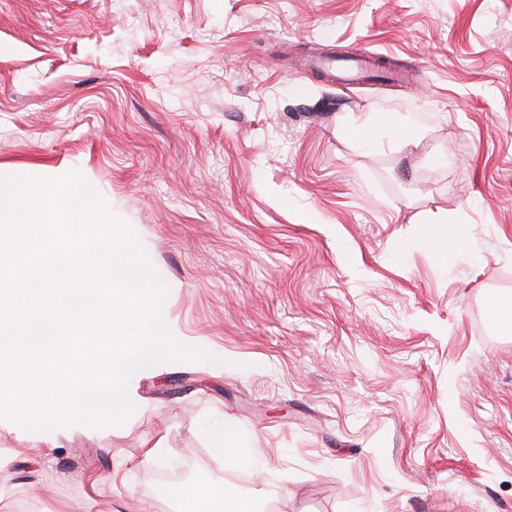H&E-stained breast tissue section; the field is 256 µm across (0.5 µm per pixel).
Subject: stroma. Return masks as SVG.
<instances>
[{
	"mask_svg": "<svg viewBox=\"0 0 512 512\" xmlns=\"http://www.w3.org/2000/svg\"><path fill=\"white\" fill-rule=\"evenodd\" d=\"M72 169L206 357L120 427L0 419V512H178L227 422L274 512H512V0H0V176Z\"/></svg>",
	"mask_w": 512,
	"mask_h": 512,
	"instance_id": "35a3bbf8",
	"label": "stroma"
}]
</instances>
